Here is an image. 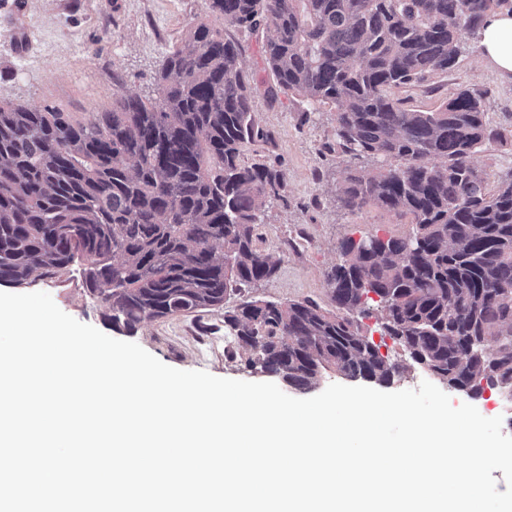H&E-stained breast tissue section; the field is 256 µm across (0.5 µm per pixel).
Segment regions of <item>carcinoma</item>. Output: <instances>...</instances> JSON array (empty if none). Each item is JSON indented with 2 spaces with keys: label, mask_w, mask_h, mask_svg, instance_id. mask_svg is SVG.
I'll return each mask as SVG.
<instances>
[{
  "label": "carcinoma",
  "mask_w": 512,
  "mask_h": 512,
  "mask_svg": "<svg viewBox=\"0 0 512 512\" xmlns=\"http://www.w3.org/2000/svg\"><path fill=\"white\" fill-rule=\"evenodd\" d=\"M224 26L265 31L275 99L336 105L353 170L337 192L411 218L412 232L340 242L326 274L335 303L233 295L272 277L260 215L284 174L248 165L256 78L242 47L201 21L165 57L158 97L120 95L85 123L52 107L0 103V285L52 280L86 261L84 284L113 329L224 308L246 367L309 392L327 371L389 386L407 366L362 326L403 347L458 394L512 391V171L490 187L473 155L503 134L482 95L460 88L431 112L388 90L452 68L464 38L512 0H205Z\"/></svg>",
  "instance_id": "carcinoma-1"
}]
</instances>
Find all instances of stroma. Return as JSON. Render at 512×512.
<instances>
[{
    "label": "stroma",
    "mask_w": 512,
    "mask_h": 512,
    "mask_svg": "<svg viewBox=\"0 0 512 512\" xmlns=\"http://www.w3.org/2000/svg\"><path fill=\"white\" fill-rule=\"evenodd\" d=\"M202 20L224 26L223 18L208 12L205 0H0V102L51 105L85 122L110 110L113 96L121 93L156 99L154 77L163 59ZM232 35L242 45V66L256 76L255 120L269 134L267 141L245 145L242 158L249 165L278 166L286 176L285 188L264 209L257 241L280 264L248 295L310 299L333 308L326 273L338 259L339 243L369 234L402 236L411 226L407 218L373 205L355 216L339 206L336 188L350 167L368 174L372 163L351 162L337 150L335 105L312 104L291 94L270 99L266 88L273 75L262 60L263 35L238 29ZM461 88L483 93L493 127L505 134L484 142L474 155L489 185H496L512 169V82L481 59L474 38L466 39L448 72L389 94L407 108L430 112ZM84 265V259H76L55 280H38L28 289L49 293L65 313L112 334L85 289ZM133 340L177 369L252 382L266 379L233 357L220 308L144 323Z\"/></svg>",
    "instance_id": "stroma-1"
}]
</instances>
